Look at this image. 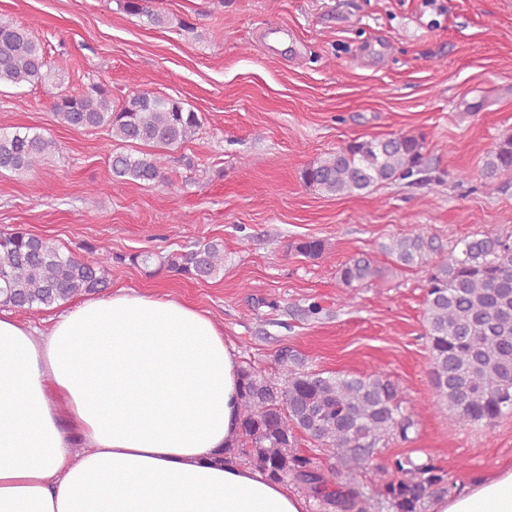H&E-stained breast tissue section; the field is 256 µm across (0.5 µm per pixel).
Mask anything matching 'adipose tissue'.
I'll use <instances>...</instances> for the list:
<instances>
[{
  "label": "adipose tissue",
  "instance_id": "ef3b65f1",
  "mask_svg": "<svg viewBox=\"0 0 512 512\" xmlns=\"http://www.w3.org/2000/svg\"><path fill=\"white\" fill-rule=\"evenodd\" d=\"M239 360L208 314L92 296L38 329L0 311V512H309L227 457ZM431 512H512V465Z\"/></svg>",
  "mask_w": 512,
  "mask_h": 512
}]
</instances>
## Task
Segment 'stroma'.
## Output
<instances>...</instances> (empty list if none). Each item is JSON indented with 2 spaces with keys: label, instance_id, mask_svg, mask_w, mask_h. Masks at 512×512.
I'll use <instances>...</instances> for the list:
<instances>
[{
  "label": "stroma",
  "instance_id": "35a3bbf8",
  "mask_svg": "<svg viewBox=\"0 0 512 512\" xmlns=\"http://www.w3.org/2000/svg\"><path fill=\"white\" fill-rule=\"evenodd\" d=\"M166 23L123 0H0V21L29 26L68 89L111 86L114 103L150 91L198 112L195 137L167 153L168 185L113 182L107 131L59 124L51 89L0 87V128L34 127L59 154L0 174V230L20 226L90 258L114 256L125 288L207 311L241 360L268 370L285 346L309 368L394 380L419 424L351 484L372 488L393 457L433 460L453 485L512 463V414L484 428L434 409L423 337L426 269L383 256L391 237L427 226L441 249L493 229L512 234V171L483 160L512 134V0H150ZM292 28L296 45L269 44ZM421 136L431 183L406 180L330 197L302 170L353 140ZM322 239L310 259L294 242ZM224 245V273L197 280L130 263L142 251ZM378 259L380 279L346 291L340 263ZM318 305V314L309 306Z\"/></svg>",
  "mask_w": 512,
  "mask_h": 512
}]
</instances>
